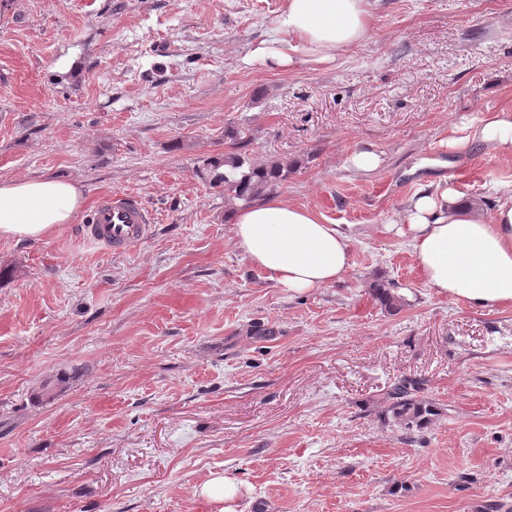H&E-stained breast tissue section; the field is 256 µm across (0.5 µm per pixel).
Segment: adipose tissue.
Segmentation results:
<instances>
[{
    "instance_id": "obj_1",
    "label": "adipose tissue",
    "mask_w": 512,
    "mask_h": 512,
    "mask_svg": "<svg viewBox=\"0 0 512 512\" xmlns=\"http://www.w3.org/2000/svg\"><path fill=\"white\" fill-rule=\"evenodd\" d=\"M376 0H286L258 55L277 66L323 62L360 46ZM468 138L512 154V108L472 125ZM84 204L73 182L41 176L0 181V241L42 240L71 223ZM250 264L280 287L305 293L342 281L353 236L313 211L269 195L232 215ZM404 238L426 288L475 310L512 306V196L492 211L463 200L452 178L416 191L381 228Z\"/></svg>"
}]
</instances>
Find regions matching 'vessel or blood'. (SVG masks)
<instances>
[{
    "label": "vessel or blood",
    "instance_id": "obj_1",
    "mask_svg": "<svg viewBox=\"0 0 512 512\" xmlns=\"http://www.w3.org/2000/svg\"><path fill=\"white\" fill-rule=\"evenodd\" d=\"M153 223L150 211L137 197L113 193L96 201L79 234L112 253L121 254L146 240Z\"/></svg>",
    "mask_w": 512,
    "mask_h": 512
}]
</instances>
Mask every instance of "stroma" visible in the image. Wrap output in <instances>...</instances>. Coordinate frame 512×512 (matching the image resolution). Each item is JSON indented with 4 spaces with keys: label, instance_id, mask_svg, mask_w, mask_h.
<instances>
[{
    "label": "stroma",
    "instance_id": "1",
    "mask_svg": "<svg viewBox=\"0 0 512 512\" xmlns=\"http://www.w3.org/2000/svg\"><path fill=\"white\" fill-rule=\"evenodd\" d=\"M284 3L0 0V179L155 216L120 255L74 223L0 241V512H216V474L235 512H512V308L435 295L377 232L444 176L479 204L512 183V156L448 145L512 107V0H378L361 46L273 69L254 52ZM228 127L293 161L276 195L350 226L342 282L251 266L202 174ZM360 149L381 167L347 168ZM406 377L439 409L411 432L381 402ZM401 289L399 283L390 281L386 284H377L373 289V295L381 305L388 309H396L401 307L406 299L397 293V290ZM195 493L212 504H230L236 497V487L224 475H216L205 482Z\"/></svg>",
    "mask_w": 512,
    "mask_h": 512
}]
</instances>
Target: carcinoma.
Listing matches in <instances>:
<instances>
[{
	"instance_id": "obj_1",
	"label": "carcinoma",
	"mask_w": 512,
	"mask_h": 512,
	"mask_svg": "<svg viewBox=\"0 0 512 512\" xmlns=\"http://www.w3.org/2000/svg\"><path fill=\"white\" fill-rule=\"evenodd\" d=\"M290 170L291 165L286 162L255 164L237 152L210 162L213 183L224 188V200L231 206L252 204L264 192L285 180ZM398 289L399 283L390 281L376 285L372 292L381 305L396 309L405 303V298L397 293ZM423 390L421 381L404 378L384 393L387 412L397 426L406 430L421 428L436 414L432 402L420 397Z\"/></svg>"
}]
</instances>
